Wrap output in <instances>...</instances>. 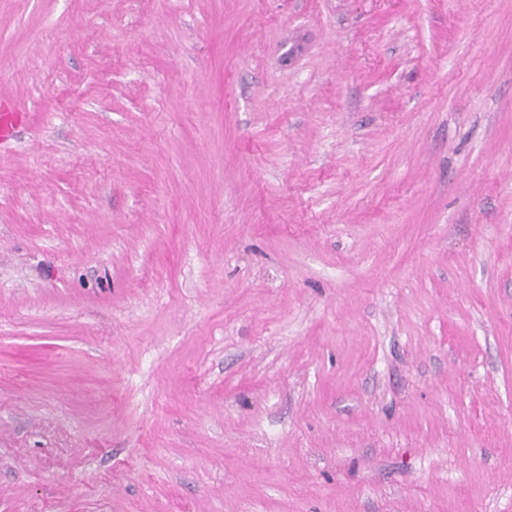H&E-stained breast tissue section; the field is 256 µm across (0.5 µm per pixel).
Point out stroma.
Returning <instances> with one entry per match:
<instances>
[{
  "label": "stroma",
  "instance_id": "stroma-1",
  "mask_svg": "<svg viewBox=\"0 0 512 512\" xmlns=\"http://www.w3.org/2000/svg\"><path fill=\"white\" fill-rule=\"evenodd\" d=\"M0 512H512V0H0Z\"/></svg>",
  "mask_w": 512,
  "mask_h": 512
}]
</instances>
